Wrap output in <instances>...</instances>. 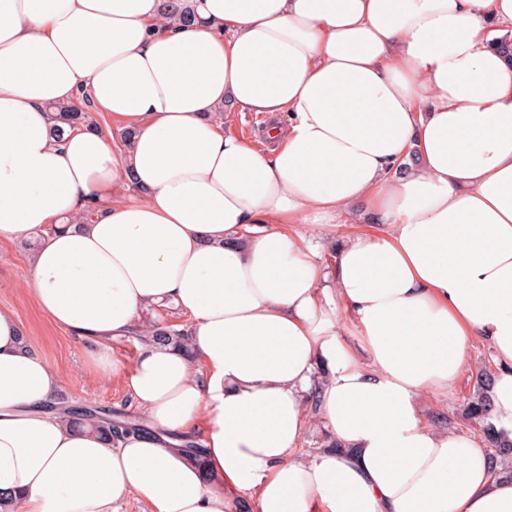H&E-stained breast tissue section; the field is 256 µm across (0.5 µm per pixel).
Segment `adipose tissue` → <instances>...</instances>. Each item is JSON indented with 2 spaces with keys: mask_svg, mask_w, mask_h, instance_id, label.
<instances>
[{
  "mask_svg": "<svg viewBox=\"0 0 512 512\" xmlns=\"http://www.w3.org/2000/svg\"><path fill=\"white\" fill-rule=\"evenodd\" d=\"M191 2L183 27L162 0H0V238L40 237L37 304L95 369L140 333L126 385L149 422L116 440L64 422L57 368L0 313V500L512 512L483 440L416 406L479 340L512 425V0ZM82 96L111 127L55 137L50 104ZM222 110L288 122L262 150ZM359 205L374 225L319 262L305 227ZM163 304L185 344L140 323ZM314 390L337 445L307 453ZM200 429L197 462L175 439Z\"/></svg>",
  "mask_w": 512,
  "mask_h": 512,
  "instance_id": "ef3b65f1",
  "label": "adipose tissue"
}]
</instances>
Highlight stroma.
Masks as SVG:
<instances>
[{"label": "stroma", "mask_w": 512, "mask_h": 512, "mask_svg": "<svg viewBox=\"0 0 512 512\" xmlns=\"http://www.w3.org/2000/svg\"><path fill=\"white\" fill-rule=\"evenodd\" d=\"M34 250L20 240L0 239V311L14 316L26 344L58 368L63 376L57 399L69 405L91 404L137 416L131 406L122 374L135 357V339L112 340L111 355L117 374L93 372L86 343L57 329L35 302L28 287L32 278ZM495 374L492 352L487 344L474 342L463 370L447 393H427L418 400L423 422L434 430L469 432L462 419L463 405L477 390L479 373Z\"/></svg>", "instance_id": "stroma-1"}]
</instances>
